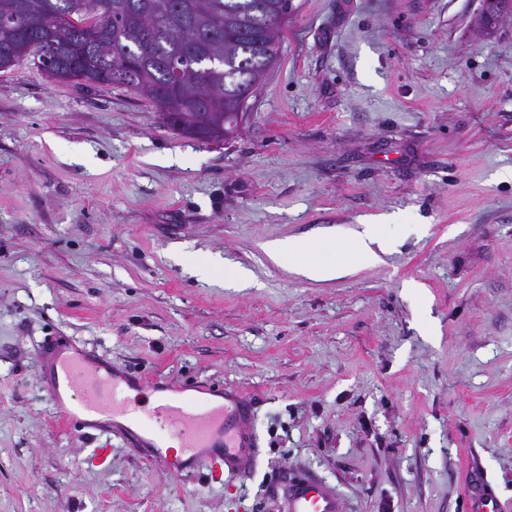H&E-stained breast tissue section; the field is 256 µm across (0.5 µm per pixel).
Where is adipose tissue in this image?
Listing matches in <instances>:
<instances>
[{
    "mask_svg": "<svg viewBox=\"0 0 512 512\" xmlns=\"http://www.w3.org/2000/svg\"><path fill=\"white\" fill-rule=\"evenodd\" d=\"M333 241L330 235L314 242L289 239L267 244L264 250L272 262L287 263L293 272L308 280L329 282L349 274L355 265L380 261L390 245L375 225L360 224L350 232L347 257L334 261L317 259V252L331 246Z\"/></svg>",
    "mask_w": 512,
    "mask_h": 512,
    "instance_id": "1",
    "label": "adipose tissue"
}]
</instances>
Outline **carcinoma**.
Here are the masks:
<instances>
[{
  "mask_svg": "<svg viewBox=\"0 0 512 512\" xmlns=\"http://www.w3.org/2000/svg\"><path fill=\"white\" fill-rule=\"evenodd\" d=\"M295 10L293 0H0V18L14 19L0 23V71L31 61L54 82L127 86L170 129L222 141L280 61Z\"/></svg>",
  "mask_w": 512,
  "mask_h": 512,
  "instance_id": "obj_1",
  "label": "carcinoma"
}]
</instances>
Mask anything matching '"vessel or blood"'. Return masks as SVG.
I'll return each instance as SVG.
<instances>
[{
  "label": "vessel or blood",
  "instance_id": "b4317fda",
  "mask_svg": "<svg viewBox=\"0 0 512 512\" xmlns=\"http://www.w3.org/2000/svg\"><path fill=\"white\" fill-rule=\"evenodd\" d=\"M40 376L66 428L93 429L123 437L141 458L161 463L172 475L207 473L210 481L242 475L258 453L256 403L238 391L204 387L191 397L185 385L145 382L125 367L94 355L65 336L47 340ZM181 443L179 454L167 447ZM467 512H505L495 490L466 474ZM275 512H344L335 488L308 474L291 476Z\"/></svg>",
  "mask_w": 512,
  "mask_h": 512
}]
</instances>
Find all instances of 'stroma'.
<instances>
[{
    "label": "stroma",
    "instance_id": "1",
    "mask_svg": "<svg viewBox=\"0 0 512 512\" xmlns=\"http://www.w3.org/2000/svg\"><path fill=\"white\" fill-rule=\"evenodd\" d=\"M242 134L202 142L118 85L0 73V512H265L294 474L345 512L512 507V17L481 0H293ZM377 224L382 262L317 283L265 243ZM222 254L251 288L186 263ZM257 400L224 483L56 422L44 340ZM466 511L468 512H504L495 490L489 484L479 480L471 470H467L464 480Z\"/></svg>",
    "mask_w": 512,
    "mask_h": 512
}]
</instances>
